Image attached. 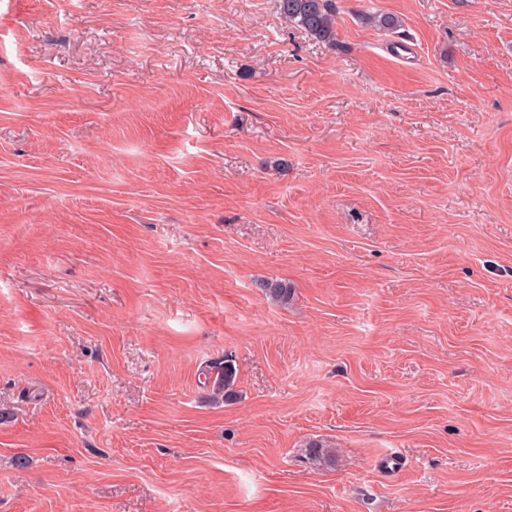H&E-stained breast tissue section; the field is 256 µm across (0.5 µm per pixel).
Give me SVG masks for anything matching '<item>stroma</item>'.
I'll return each instance as SVG.
<instances>
[{
  "mask_svg": "<svg viewBox=\"0 0 512 512\" xmlns=\"http://www.w3.org/2000/svg\"><path fill=\"white\" fill-rule=\"evenodd\" d=\"M335 2L0 0V512H512V0ZM288 22L326 44L336 43V8L333 0H277ZM213 375L209 370L202 372L204 376L203 387L209 392V399L215 402L228 401L236 396L233 387L236 382V369L231 359L224 358L211 368Z\"/></svg>",
  "mask_w": 512,
  "mask_h": 512,
  "instance_id": "obj_1",
  "label": "stroma"
}]
</instances>
